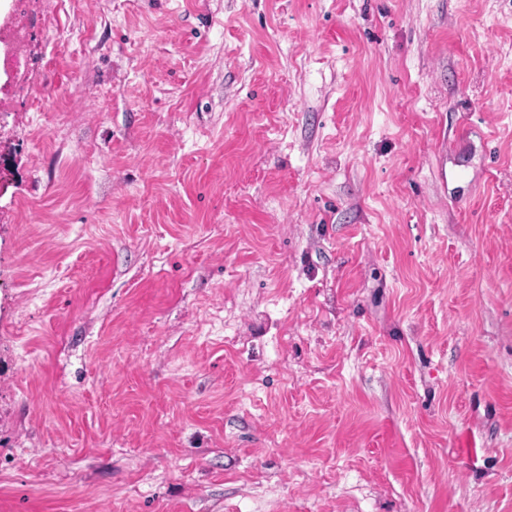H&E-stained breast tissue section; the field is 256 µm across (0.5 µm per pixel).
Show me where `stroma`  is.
Returning a JSON list of instances; mask_svg holds the SVG:
<instances>
[{
	"label": "stroma",
	"instance_id": "1",
	"mask_svg": "<svg viewBox=\"0 0 512 512\" xmlns=\"http://www.w3.org/2000/svg\"><path fill=\"white\" fill-rule=\"evenodd\" d=\"M28 9L0 512H512V0Z\"/></svg>",
	"mask_w": 512,
	"mask_h": 512
}]
</instances>
